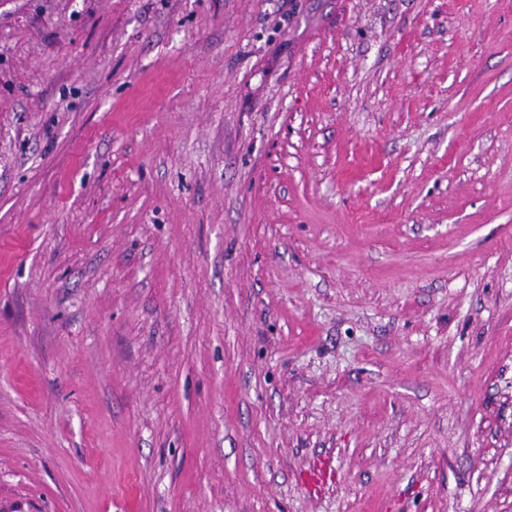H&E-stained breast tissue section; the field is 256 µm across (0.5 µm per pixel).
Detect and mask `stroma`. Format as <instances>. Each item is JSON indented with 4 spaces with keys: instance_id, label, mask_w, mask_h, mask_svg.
I'll return each instance as SVG.
<instances>
[{
    "instance_id": "1",
    "label": "stroma",
    "mask_w": 512,
    "mask_h": 512,
    "mask_svg": "<svg viewBox=\"0 0 512 512\" xmlns=\"http://www.w3.org/2000/svg\"><path fill=\"white\" fill-rule=\"evenodd\" d=\"M0 512H512V0H0Z\"/></svg>"
}]
</instances>
